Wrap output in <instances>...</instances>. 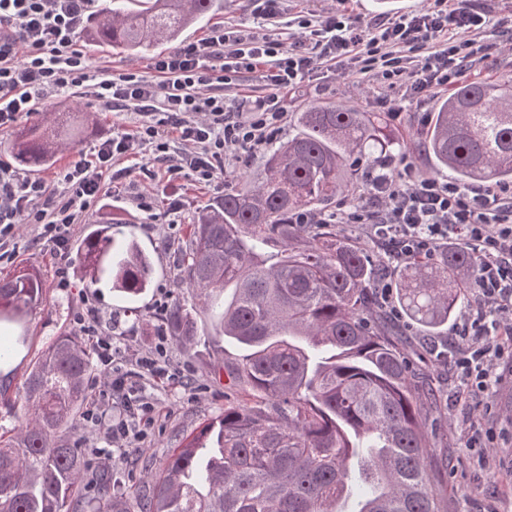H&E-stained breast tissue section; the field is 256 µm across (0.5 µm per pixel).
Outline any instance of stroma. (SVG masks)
Wrapping results in <instances>:
<instances>
[{
  "label": "stroma",
  "mask_w": 512,
  "mask_h": 512,
  "mask_svg": "<svg viewBox=\"0 0 512 512\" xmlns=\"http://www.w3.org/2000/svg\"><path fill=\"white\" fill-rule=\"evenodd\" d=\"M475 2L501 22V36L493 48L478 56L464 76L493 82L512 80V0ZM423 6V0H284L281 22L269 24L254 17L249 0H224L223 9L208 25L191 28L187 39L197 41L206 37L210 28L224 26L269 34L285 46L294 47L300 37L288 22L299 14L340 10L366 24L392 19ZM447 94V89L436 88L421 98L412 99L404 96L401 89L389 88L378 80H363L348 70L321 71L300 87L282 91L286 115L277 138L287 140L295 112L311 103L336 102L354 105L366 112L383 113L396 104L403 111L401 120L393 124L404 137L401 152L415 159L419 174L431 177L435 171L424 142V131L438 101ZM50 103L53 110L68 113L82 131L53 165L36 171V178L49 183L53 182L57 170L90 155L96 141L131 131L138 122L136 113L111 111L76 89L52 97ZM126 164L133 169L130 180L107 189L71 234L72 247L67 254L71 287H58V258L50 248L34 243L35 230L27 224L21 227L23 239L17 244L12 260L0 264V275L25 266L40 270L46 289L42 305L21 323L7 328L14 354L8 376L0 377V390L11 398L23 395L27 375L41 350L61 332L72 330L73 317L80 310L83 298L93 299L105 318L111 319L113 335L121 336L126 348L147 352L158 342L160 308L170 305L179 296L177 248L189 233L196 209L222 196L224 188L197 182L191 175L176 182L168 181L161 163L155 165L154 174L149 178L135 172V159H127ZM174 193L183 201L176 218L171 217L167 205L169 195ZM143 194L152 199L151 211H143L139 205ZM112 219L122 222L125 232L131 233L153 260L154 284L133 301L124 300L110 288L88 286L79 269L75 246L86 225ZM182 299L191 304V296ZM384 327L390 338L407 353L411 363L424 373L430 387L444 398L435 451L439 457L447 459L448 465L438 479V512H512V374L504 373L490 397L491 411H484L470 395L457 389L450 363L431 353L432 347L447 346V336H428L419 327L407 328L403 323L390 320L385 321ZM166 348L168 359L181 371V378L174 382L149 376L138 379L140 394L147 396L156 408L154 423L140 447L113 451L111 459L101 467L102 472L112 473L117 486L122 488L134 483L146 485L179 439L223 413L225 399L244 402L249 399L241 386L231 382L226 370L239 355L235 345L203 340L187 350L171 339ZM465 415L493 433L489 468L479 466L474 452L464 446L459 422Z\"/></svg>",
  "instance_id": "obj_1"
}]
</instances>
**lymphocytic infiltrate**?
<instances>
[{"mask_svg": "<svg viewBox=\"0 0 512 512\" xmlns=\"http://www.w3.org/2000/svg\"><path fill=\"white\" fill-rule=\"evenodd\" d=\"M93 0H0V131L14 127L20 113L40 102L80 88L114 111L138 112L135 130L99 140L91 159L56 172L62 192L26 177L0 160V244L16 238L20 224L34 225L37 237L56 255H65L74 224L104 191L103 177L118 181L130 169H113L120 157L167 162L169 180L191 172L196 181L220 184L224 163L249 162L277 135L285 112L280 91L298 86L318 61L351 62L357 74L413 94L456 84L480 52L481 41L498 24L470 0H428L419 11L388 22L355 26L344 13L294 18L301 46L284 47L270 36L217 27L207 37L155 57L157 81L138 72L94 68L79 36ZM418 54L408 68L409 54ZM259 73L268 89L257 98L229 100L226 85L240 74ZM180 132L182 148L172 153L169 129ZM409 157L381 158L364 172L365 191L342 201L331 214L299 212L295 224H354L383 252V264L437 259L445 245L463 242L477 259L474 299L458 316L448 344L459 385L470 395L489 394L499 384L505 362H512V185L462 187L440 177H420ZM101 312L85 303L74 319L88 336L106 389L83 415L99 430L101 456L134 448L145 438L155 408L128 390V380L146 374L170 378L164 344L153 353L125 354L112 335L98 332Z\"/></svg>", "mask_w": 512, "mask_h": 512, "instance_id": "1", "label": "lymphocytic infiltrate"}]
</instances>
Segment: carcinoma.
Wrapping results in <instances>:
<instances>
[{
    "instance_id": "obj_1",
    "label": "carcinoma",
    "mask_w": 512,
    "mask_h": 512,
    "mask_svg": "<svg viewBox=\"0 0 512 512\" xmlns=\"http://www.w3.org/2000/svg\"><path fill=\"white\" fill-rule=\"evenodd\" d=\"M214 0H110L85 37L129 56L167 49L208 19ZM425 143L437 173L460 185L512 182V84L465 80L432 112ZM401 135L379 112L334 102L295 113L288 141L271 144L262 168L224 192L189 224L177 280L217 312L214 336L242 355L228 377L261 406L230 403L179 441L152 484L129 490L98 478L61 439L90 392L94 350L61 334L32 367L19 425L0 436V512H438L441 463L430 453L407 357L373 319L375 263L334 224H291L295 213L327 212L356 180L359 163L389 156ZM63 143L40 126L19 130L12 150L30 170L56 160ZM104 222L86 229L83 276L132 301L149 287L151 262ZM477 261L461 244L437 261H413L397 282L402 313L426 331L453 322ZM43 297L35 271L0 280V323H19ZM160 331L186 347L201 339L174 299Z\"/></svg>"
}]
</instances>
